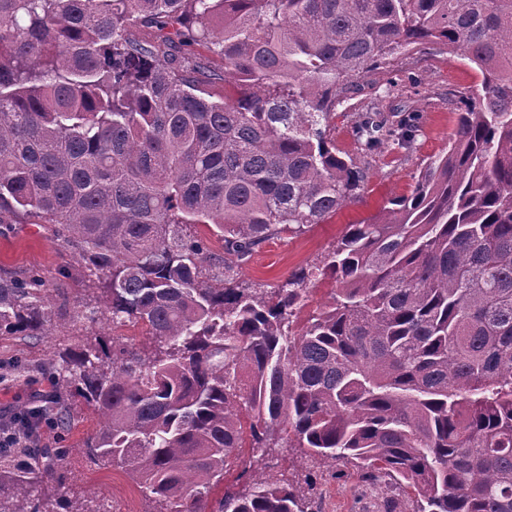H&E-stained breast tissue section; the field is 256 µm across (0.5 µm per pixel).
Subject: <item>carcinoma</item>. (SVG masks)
Here are the masks:
<instances>
[{
    "mask_svg": "<svg viewBox=\"0 0 512 512\" xmlns=\"http://www.w3.org/2000/svg\"><path fill=\"white\" fill-rule=\"evenodd\" d=\"M199 38L236 85L221 101L173 52ZM416 49L478 74L448 149L317 266L270 290L240 280L264 244L357 197L368 172L336 149L334 110ZM415 132L412 114L356 125L366 153ZM10 224L57 225L112 324L149 341L53 354L61 389L5 421L25 440L93 409L81 452L132 476L146 512H206L216 493L213 512H320L270 478L224 488L240 449L283 442L407 482L412 512H512V0H0ZM312 278L333 294L300 324ZM51 321L42 277L0 272L1 335L42 340ZM69 452L0 447V512H90L31 495Z\"/></svg>",
    "mask_w": 512,
    "mask_h": 512,
    "instance_id": "1",
    "label": "carcinoma"
}]
</instances>
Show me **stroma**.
Instances as JSON below:
<instances>
[{
    "label": "stroma",
    "instance_id": "stroma-1",
    "mask_svg": "<svg viewBox=\"0 0 512 512\" xmlns=\"http://www.w3.org/2000/svg\"><path fill=\"white\" fill-rule=\"evenodd\" d=\"M188 53L200 59L205 69L201 85L214 98L233 92V83L224 80V61L206 42H196ZM477 80L473 70L456 57L429 50H414L392 63L371 71L359 81L361 91L354 104H341L331 121V135L337 149L364 163L368 178L358 197L344 205L326 223L314 225L302 235L285 236L267 242L242 267L241 279L257 288H271L288 276L316 262L342 235L346 225L357 224L378 215L388 200L404 196L413 188L415 177L426 159L441 152L455 127V107L449 93L463 90ZM373 110L390 120L413 112L417 115V135L408 152L380 150L365 153L353 135L357 113ZM0 269L13 273L39 274L50 290L54 311L51 334L43 340L0 335V413L39 399L51 390L50 374L42 369L54 352L93 340L97 336L138 345L146 340L142 326L113 327L111 321H89L82 315L85 304L94 303L97 279L78 260L53 228L47 224H14L0 233ZM27 362L25 372L11 370L16 362ZM75 421L68 433L58 435L43 429L40 443L47 448L66 447L62 460L65 479L55 485V496L80 498L94 505L107 500L111 512H145L147 504L133 479L119 469L99 470L81 452L84 441L98 427V417L85 405L74 407ZM256 476H269L294 486L311 482V492L320 512H409L412 491L381 477H359L346 466H317L297 448L244 449L237 464L231 466L224 485L245 490L247 479L242 468Z\"/></svg>",
    "mask_w": 512,
    "mask_h": 512
}]
</instances>
